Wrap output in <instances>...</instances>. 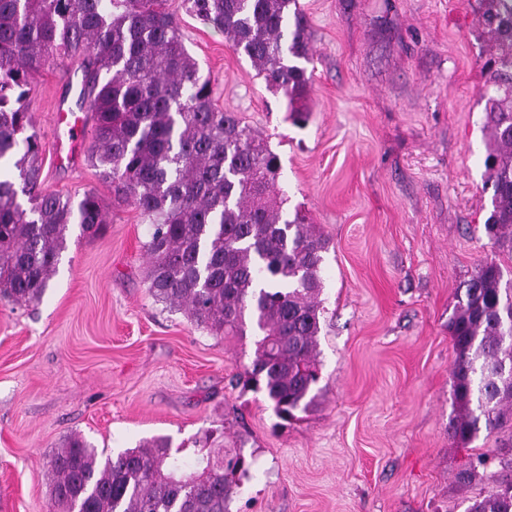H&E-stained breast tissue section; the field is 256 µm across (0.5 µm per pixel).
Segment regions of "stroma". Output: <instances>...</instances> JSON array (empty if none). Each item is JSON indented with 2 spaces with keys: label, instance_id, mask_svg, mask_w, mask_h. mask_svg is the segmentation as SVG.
Segmentation results:
<instances>
[{
  "label": "stroma",
  "instance_id": "stroma-1",
  "mask_svg": "<svg viewBox=\"0 0 512 512\" xmlns=\"http://www.w3.org/2000/svg\"><path fill=\"white\" fill-rule=\"evenodd\" d=\"M314 55L305 125L223 34L170 0L217 106L267 139L287 214L329 238L319 397L278 428L262 393L231 385L254 336H213L156 302L150 225L115 197L86 148L57 156L74 110L70 64L32 82L43 191L94 190L108 222L71 230L39 301L0 299V512H52L50 461L73 433L118 453L164 436L173 454L242 449L251 467L231 512H466L506 473L505 428L469 444L448 433V318L478 265L512 269V243L484 232L485 86L479 0H300ZM490 456L458 489L467 461Z\"/></svg>",
  "mask_w": 512,
  "mask_h": 512
}]
</instances>
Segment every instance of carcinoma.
Masks as SVG:
<instances>
[{"instance_id":"1","label":"carcinoma","mask_w":512,"mask_h":512,"mask_svg":"<svg viewBox=\"0 0 512 512\" xmlns=\"http://www.w3.org/2000/svg\"><path fill=\"white\" fill-rule=\"evenodd\" d=\"M224 33L257 75L283 91L289 118L306 123L313 58L299 0H183ZM492 240L512 238V0H481ZM61 56L81 72L92 124L90 163L151 224L150 295L215 336L261 333L235 385L261 392L281 420L315 405L321 268L327 237L305 216L284 217L278 156L263 135L218 108L166 0H0V160L16 161L22 192L0 179V297L39 300L70 226L96 236L107 223L93 190L77 201L39 187V140L27 112L35 73ZM457 409L449 433L467 444L512 424V272L482 263L448 320ZM166 438L99 457L75 433L51 459L54 512H229L249 474L234 449L200 461L170 454ZM468 512H512V476Z\"/></svg>"}]
</instances>
